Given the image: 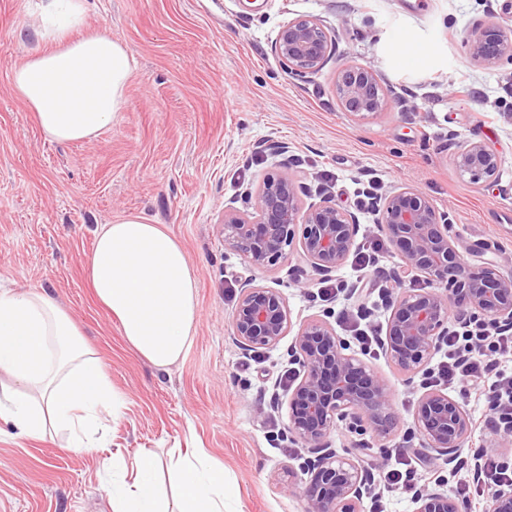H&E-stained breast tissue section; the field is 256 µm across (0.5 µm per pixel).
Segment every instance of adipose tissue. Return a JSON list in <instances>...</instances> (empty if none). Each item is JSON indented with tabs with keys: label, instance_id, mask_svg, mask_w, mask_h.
Masks as SVG:
<instances>
[{
	"label": "adipose tissue",
	"instance_id": "obj_1",
	"mask_svg": "<svg viewBox=\"0 0 512 512\" xmlns=\"http://www.w3.org/2000/svg\"><path fill=\"white\" fill-rule=\"evenodd\" d=\"M87 0H46L43 49L12 72V85L41 132L83 143L102 134L124 102L133 73L129 49L86 29ZM85 274L96 300L117 319L129 345L153 367L184 358L199 320L198 278L180 243L138 215L102 224ZM114 410L103 361L46 288L0 290V420L32 439L68 435L92 450L91 433ZM177 490L160 492L161 478ZM112 512H224V471L202 451L161 462L141 452L113 468L102 487Z\"/></svg>",
	"mask_w": 512,
	"mask_h": 512
}]
</instances>
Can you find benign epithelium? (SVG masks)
I'll list each match as a JSON object with an SVG mask.
<instances>
[{"label":"benign epithelium","instance_id":"1","mask_svg":"<svg viewBox=\"0 0 512 512\" xmlns=\"http://www.w3.org/2000/svg\"><path fill=\"white\" fill-rule=\"evenodd\" d=\"M471 61L493 67L512 61V31L499 23L477 24L464 38ZM274 50L289 73L305 77L319 72L331 53V38L322 21L302 17L283 25ZM335 89L341 109L364 119L380 113L386 95L376 70L348 62L336 68ZM449 159L473 183L494 179L499 157L484 141L450 138ZM301 175L284 164L266 174L248 192L251 211H224L221 233L229 249L251 267L268 269L297 249L311 272L326 277L348 259L360 230L357 216L331 199L302 209ZM375 228L395 247V295L389 297L381 349L407 374L428 373L429 361L456 329L479 321L498 331L512 330V273L502 269L512 259L499 254L480 266L472 264L449 233L447 215L413 184L381 194ZM286 299L275 288L246 282L232 316V335L245 351L274 348L292 335L289 361L299 381L288 393L285 435L306 450L303 470L306 512H365L375 499L376 465L339 455L331 436L338 423L352 434L368 431L383 440L394 432L397 417L389 386L321 318L308 319L292 331ZM414 423L428 456L448 469L463 454L473 424L461 404L442 390L423 392L413 411ZM512 446V428L492 429L481 453ZM415 512H462L460 501L436 488H424ZM489 512H512V491H494Z\"/></svg>","mask_w":512,"mask_h":512}]
</instances>
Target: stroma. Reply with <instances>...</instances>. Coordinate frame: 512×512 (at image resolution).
<instances>
[{"instance_id":"1","label":"stroma","mask_w":512,"mask_h":512,"mask_svg":"<svg viewBox=\"0 0 512 512\" xmlns=\"http://www.w3.org/2000/svg\"><path fill=\"white\" fill-rule=\"evenodd\" d=\"M88 0L89 29L111 34L135 68L111 126L82 144L43 137L15 94L11 73L41 49L42 0H0V289L46 287L109 369L120 403L100 448H68L66 437L34 441L0 421V512H112L102 484L113 460L151 450L196 448L223 466L227 512H305L303 448L283 439L286 409L269 411L289 370V339L260 354L231 336L245 281L284 294L293 322L327 320L349 337L342 315H369L384 331L377 294L363 300L315 298L322 278L289 277L302 265L289 254L258 271L218 232L228 208L247 210V188L281 163L298 170L302 206L328 196L357 210L367 180L381 188L409 183L447 214L450 234L472 263L483 244L512 254V62L472 63L463 39L493 19L512 30L506 0ZM319 18L333 44L323 69L289 74L274 52L280 28ZM424 52L401 57L402 39ZM367 63L381 77L387 106L357 120L338 106L339 64ZM477 137L500 165L493 183L460 175L448 138ZM288 148L276 152V145ZM358 242L376 239L373 212L360 211ZM129 214L161 224L184 247L199 282V322L185 357L167 370L141 358L113 317L97 304L84 263L96 225ZM393 391L394 435L338 429L337 452L395 465L421 444L413 409L422 376H408L383 354H363Z\"/></svg>"}]
</instances>
